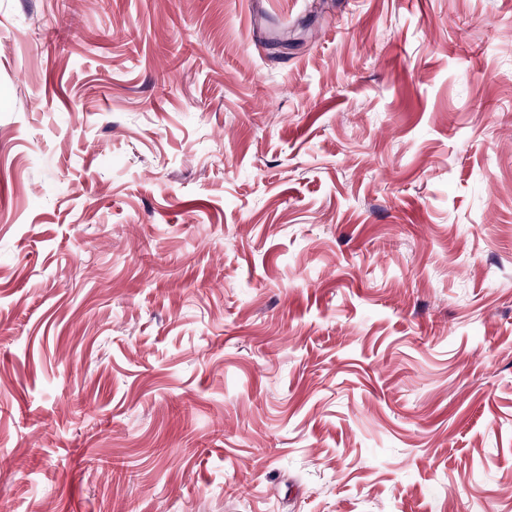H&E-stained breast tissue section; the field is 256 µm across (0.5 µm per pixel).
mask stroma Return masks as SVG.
<instances>
[{"label": "stroma", "instance_id": "obj_1", "mask_svg": "<svg viewBox=\"0 0 512 512\" xmlns=\"http://www.w3.org/2000/svg\"><path fill=\"white\" fill-rule=\"evenodd\" d=\"M0 512H512V0H0Z\"/></svg>", "mask_w": 512, "mask_h": 512}]
</instances>
